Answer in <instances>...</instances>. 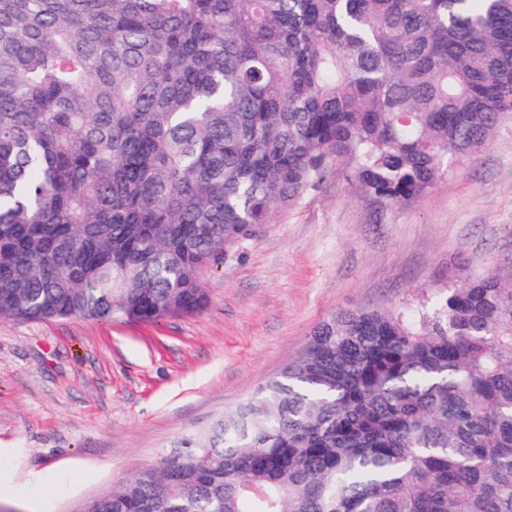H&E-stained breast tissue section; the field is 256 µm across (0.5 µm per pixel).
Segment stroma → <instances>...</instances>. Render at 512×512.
Listing matches in <instances>:
<instances>
[{
	"label": "stroma",
	"mask_w": 512,
	"mask_h": 512,
	"mask_svg": "<svg viewBox=\"0 0 512 512\" xmlns=\"http://www.w3.org/2000/svg\"><path fill=\"white\" fill-rule=\"evenodd\" d=\"M489 269L512 285V118L403 206L331 166L226 249L195 314L0 319V512H80L254 394L330 313Z\"/></svg>",
	"instance_id": "35a3bbf8"
}]
</instances>
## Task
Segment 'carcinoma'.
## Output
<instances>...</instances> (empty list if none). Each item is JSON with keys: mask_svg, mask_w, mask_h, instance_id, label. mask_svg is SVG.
Wrapping results in <instances>:
<instances>
[{"mask_svg": "<svg viewBox=\"0 0 512 512\" xmlns=\"http://www.w3.org/2000/svg\"><path fill=\"white\" fill-rule=\"evenodd\" d=\"M512 116V0H0V319L154 322L328 166L410 203ZM86 512H512V287L340 309Z\"/></svg>", "mask_w": 512, "mask_h": 512, "instance_id": "carcinoma-1", "label": "carcinoma"}]
</instances>
